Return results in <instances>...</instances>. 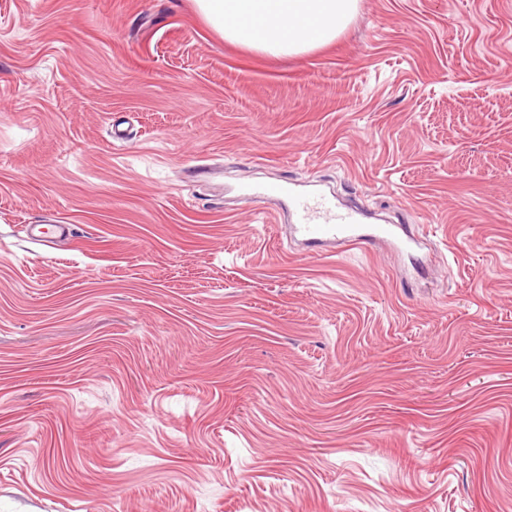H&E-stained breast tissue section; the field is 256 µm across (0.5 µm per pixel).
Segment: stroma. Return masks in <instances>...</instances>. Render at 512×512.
<instances>
[{
    "instance_id": "1",
    "label": "stroma",
    "mask_w": 512,
    "mask_h": 512,
    "mask_svg": "<svg viewBox=\"0 0 512 512\" xmlns=\"http://www.w3.org/2000/svg\"><path fill=\"white\" fill-rule=\"evenodd\" d=\"M267 182L418 244L290 242ZM0 512H512V0L280 58L0 0ZM27 235L36 241L53 244L59 240L69 238L72 233L69 224H26Z\"/></svg>"
}]
</instances>
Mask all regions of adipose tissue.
<instances>
[{
	"label": "adipose tissue",
	"mask_w": 512,
	"mask_h": 512,
	"mask_svg": "<svg viewBox=\"0 0 512 512\" xmlns=\"http://www.w3.org/2000/svg\"><path fill=\"white\" fill-rule=\"evenodd\" d=\"M225 40L269 56L306 53L347 26L357 0H195Z\"/></svg>",
	"instance_id": "obj_1"
}]
</instances>
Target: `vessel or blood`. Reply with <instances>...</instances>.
<instances>
[{
	"label": "vessel or blood",
	"instance_id": "b4317fda",
	"mask_svg": "<svg viewBox=\"0 0 512 512\" xmlns=\"http://www.w3.org/2000/svg\"><path fill=\"white\" fill-rule=\"evenodd\" d=\"M254 195L283 204L289 216L295 219V231L314 246L336 242L384 243L402 249L410 245L409 239L400 237L393 225L364 226L359 210L340 207L335 196L324 192H306L278 183L262 186ZM25 231L31 239L52 244L69 238L72 228L67 224H29Z\"/></svg>",
	"mask_w": 512,
	"mask_h": 512
}]
</instances>
